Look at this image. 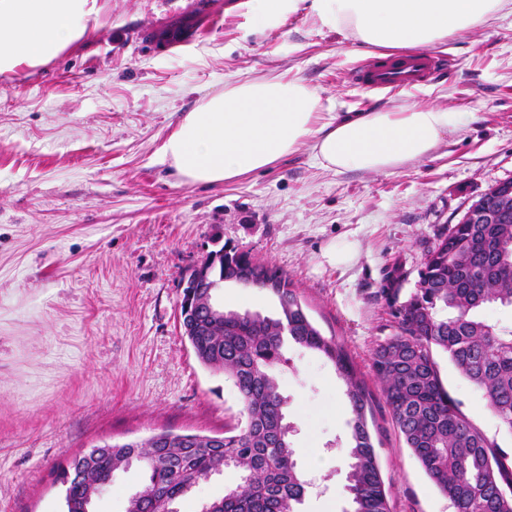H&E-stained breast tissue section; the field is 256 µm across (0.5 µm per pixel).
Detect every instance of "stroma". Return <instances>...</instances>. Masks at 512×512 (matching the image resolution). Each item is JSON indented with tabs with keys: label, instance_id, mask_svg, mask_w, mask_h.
<instances>
[{
	"label": "stroma",
	"instance_id": "stroma-1",
	"mask_svg": "<svg viewBox=\"0 0 512 512\" xmlns=\"http://www.w3.org/2000/svg\"><path fill=\"white\" fill-rule=\"evenodd\" d=\"M99 0L98 29L37 72L0 78V512H61L62 467L103 443L240 422L232 383L196 359L180 327L187 272L235 248L287 272L314 325L349 352L372 394L368 427L392 512H448L392 420L370 360L396 331L383 288L408 296L437 233L512 179V14L449 39L453 65L409 92L365 94L349 74L367 47L307 7L277 27L243 0ZM194 28L179 52L168 36ZM315 87L323 111L399 104L452 112L448 135L393 174L336 172L310 146L267 170L185 183L162 154L178 121L225 85L265 77ZM355 245L332 265V245ZM219 305L274 316L267 292L225 283ZM277 380L299 463L301 512H346L340 451L351 418L334 367L289 344ZM449 395L512 448L481 390L436 352ZM138 466L112 474L97 512H125Z\"/></svg>",
	"mask_w": 512,
	"mask_h": 512
}]
</instances>
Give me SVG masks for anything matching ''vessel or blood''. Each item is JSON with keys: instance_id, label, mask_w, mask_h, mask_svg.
<instances>
[{"instance_id": "b4317fda", "label": "vessel or blood", "mask_w": 512, "mask_h": 512, "mask_svg": "<svg viewBox=\"0 0 512 512\" xmlns=\"http://www.w3.org/2000/svg\"><path fill=\"white\" fill-rule=\"evenodd\" d=\"M444 66L431 54L404 55L393 60L369 58L352 73V81L367 93H394L424 83Z\"/></svg>"}]
</instances>
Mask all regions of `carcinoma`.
Wrapping results in <instances>:
<instances>
[{"mask_svg":"<svg viewBox=\"0 0 512 512\" xmlns=\"http://www.w3.org/2000/svg\"><path fill=\"white\" fill-rule=\"evenodd\" d=\"M483 247L470 251L469 238ZM213 273L241 275L253 259L220 250ZM285 282L270 294L276 318L226 311L213 317L205 304L194 311L200 327L187 340L204 367L232 383L244 424L214 442L202 435L177 444L148 438L136 446L112 448V456L64 487L82 499L112 481L128 457L150 460L146 479L127 512H162L157 493L177 499L217 468H232L239 483L209 503L208 512H297L308 481L295 458L286 422L287 399L279 391L278 366L288 363L283 348L295 344L323 355L343 381L351 408L346 489L350 512H391L381 479L378 452L368 428L371 394L342 344L327 338L298 308L293 283L280 268L264 264ZM512 224H450L437 234L419 271L416 288L404 300L390 289L396 333L377 346L371 370L382 386L392 418L425 473L448 497L453 512H512V454L491 442L448 394L434 351L445 353L456 370L481 389L501 426L512 434V330L480 316L481 306L512 309Z\"/></svg>","mask_w":512,"mask_h":512,"instance_id":"carcinoma-1","label":"carcinoma"}]
</instances>
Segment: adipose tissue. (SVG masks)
I'll use <instances>...</instances> for the list:
<instances>
[{"label": "adipose tissue", "instance_id": "obj_1", "mask_svg": "<svg viewBox=\"0 0 512 512\" xmlns=\"http://www.w3.org/2000/svg\"><path fill=\"white\" fill-rule=\"evenodd\" d=\"M308 2L320 24L400 55L432 51L458 32L512 13V0H244L263 26L281 24ZM98 0H0V77L33 72L97 28ZM448 110L401 105L334 120L316 88L269 77L225 86L187 112L163 155L188 184H216L270 168L310 145L328 170L392 174L427 157L447 135Z\"/></svg>", "mask_w": 512, "mask_h": 512}]
</instances>
